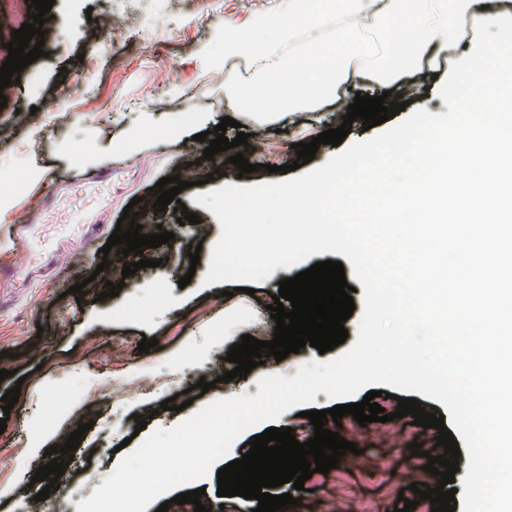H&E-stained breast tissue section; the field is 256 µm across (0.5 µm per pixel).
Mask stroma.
I'll return each instance as SVG.
<instances>
[{
    "mask_svg": "<svg viewBox=\"0 0 512 512\" xmlns=\"http://www.w3.org/2000/svg\"><path fill=\"white\" fill-rule=\"evenodd\" d=\"M287 5L288 0H55L52 18L43 25L45 57L5 88L0 199L10 208L0 218V247L9 246L12 225L24 218L34 224L37 245L25 269L0 280V347L7 353L0 370L18 372L0 381V396L20 390L0 433V512H77L78 503L90 498L122 459L118 446L134 432L136 416L147 417V431L170 429L215 400L256 395L264 375L333 360L355 343L363 294L348 264L344 270L354 288L355 309L344 324L348 338L342 345L323 354L308 346L279 362L266 359L245 378L221 380L227 352L242 335L260 324L263 340L273 339L268 304L279 281L338 258L325 252L276 268L252 295L236 291L231 281L204 282L221 226L195 195L226 185L287 180L280 167L295 160V144L339 125L331 102L260 123L245 114L240 102L224 97L225 76L249 88L258 83L249 57H225V22L250 31L263 14ZM204 12L209 21L203 26L197 18ZM91 21L101 30L118 22L122 35L110 45L86 36ZM474 41L473 28H460L448 52L429 54L437 78L418 70L396 80L391 85L396 101L445 113L439 81L452 61L472 52ZM185 112L196 113L194 124L181 125ZM226 116L236 121L227 138L248 133L247 159L255 164L254 172L240 174L225 151L199 160L196 134ZM36 127L43 135L33 143L28 133ZM269 164L274 167L270 173L265 170ZM25 168L35 171L34 179L16 178V171ZM175 175L188 184L179 200L200 216V223L179 224L170 208L155 212V184ZM130 204L175 238L145 249L151 267L122 279L101 269V249ZM87 224L96 225V232L85 233ZM194 246L200 249L195 265L187 255ZM187 274L191 282L179 286ZM80 282L86 293L78 300L69 289ZM110 282L121 284L118 296L105 297ZM145 336L157 344L142 353L138 344ZM137 376L156 378L160 385L130 399L86 404L87 388ZM202 378L215 381V388L189 399L188 388ZM381 391L377 402L393 421L363 427V454L341 466L339 474L360 499L375 503V512H394L398 497L413 498L411 484L428 478L427 460L413 455L411 443L433 450L438 431L395 417L397 402L389 398V386ZM173 396L185 402V409L161 410V402ZM85 423L90 429L73 452L68 481L35 502L43 485L33 476L48 462L46 449L64 445ZM336 476L306 480L298 512H351L349 501L332 486Z\"/></svg>",
    "mask_w": 512,
    "mask_h": 512,
    "instance_id": "obj_1",
    "label": "stroma"
}]
</instances>
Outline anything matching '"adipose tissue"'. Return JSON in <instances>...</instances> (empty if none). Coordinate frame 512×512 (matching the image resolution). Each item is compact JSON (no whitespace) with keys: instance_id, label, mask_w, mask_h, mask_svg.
<instances>
[{"instance_id":"obj_1","label":"adipose tissue","mask_w":512,"mask_h":512,"mask_svg":"<svg viewBox=\"0 0 512 512\" xmlns=\"http://www.w3.org/2000/svg\"><path fill=\"white\" fill-rule=\"evenodd\" d=\"M477 0H288L287 12L265 16L260 27L265 40L233 27L224 29L226 50L251 56L260 72L259 90L245 93L232 80H225L224 95L246 102L259 114L272 115L283 108L313 107L329 87L326 69L337 62V76H350L372 84H387L412 69L427 47L447 50L462 25L475 28L500 23L497 15L475 8ZM303 18L304 30L289 25V18ZM336 21V38L327 42L325 24ZM369 28L380 33L386 49L378 61L363 65L371 47L361 41L360 32ZM304 41L314 63L284 76L282 62L287 50ZM287 86V100L277 91Z\"/></svg>"}]
</instances>
